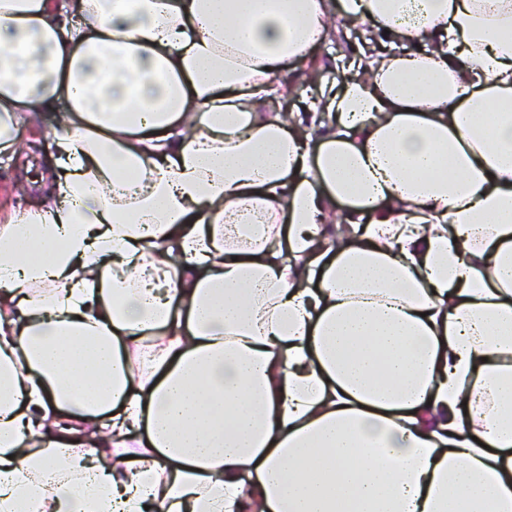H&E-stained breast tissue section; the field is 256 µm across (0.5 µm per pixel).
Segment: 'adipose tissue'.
Wrapping results in <instances>:
<instances>
[{
  "label": "adipose tissue",
  "mask_w": 512,
  "mask_h": 512,
  "mask_svg": "<svg viewBox=\"0 0 512 512\" xmlns=\"http://www.w3.org/2000/svg\"><path fill=\"white\" fill-rule=\"evenodd\" d=\"M60 101L0 512H512V0H0V154Z\"/></svg>",
  "instance_id": "1"
}]
</instances>
